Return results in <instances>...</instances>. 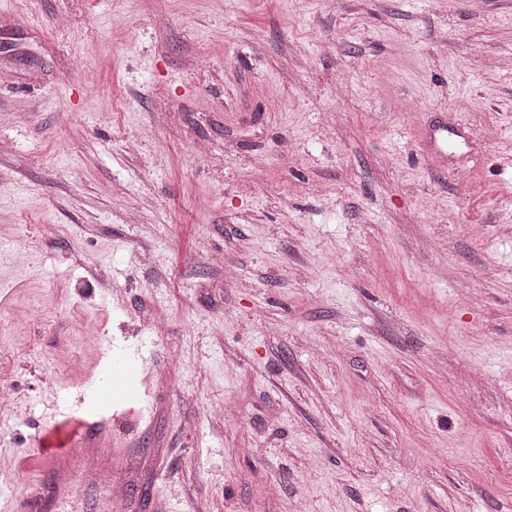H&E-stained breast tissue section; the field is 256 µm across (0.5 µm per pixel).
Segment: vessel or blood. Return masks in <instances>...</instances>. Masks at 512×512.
<instances>
[{
  "label": "vessel or blood",
  "mask_w": 512,
  "mask_h": 512,
  "mask_svg": "<svg viewBox=\"0 0 512 512\" xmlns=\"http://www.w3.org/2000/svg\"><path fill=\"white\" fill-rule=\"evenodd\" d=\"M97 388V381L89 379L79 393L59 395L50 421L31 439L37 467L18 465L19 470H31L38 493L16 502L0 488V512H98L104 500L101 484L87 476L84 465L95 463L109 474L118 459L106 446L112 438L110 426L88 403Z\"/></svg>",
  "instance_id": "b4317fda"
}]
</instances>
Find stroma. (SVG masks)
<instances>
[{
  "instance_id": "35a3bbf8",
  "label": "stroma",
  "mask_w": 512,
  "mask_h": 512,
  "mask_svg": "<svg viewBox=\"0 0 512 512\" xmlns=\"http://www.w3.org/2000/svg\"><path fill=\"white\" fill-rule=\"evenodd\" d=\"M0 288L15 499L107 340L127 512H512V0H0Z\"/></svg>"
}]
</instances>
